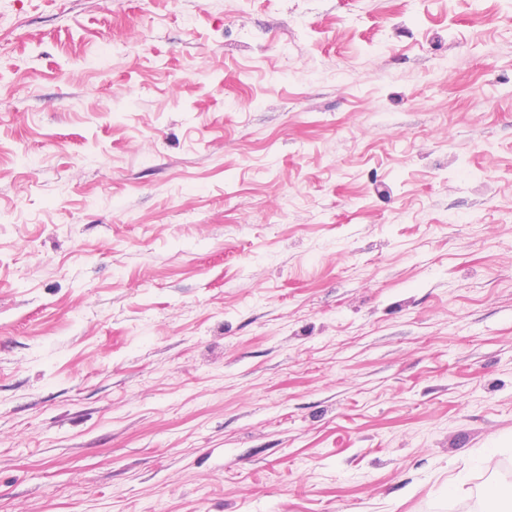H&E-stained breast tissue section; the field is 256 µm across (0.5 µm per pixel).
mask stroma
<instances>
[{
	"mask_svg": "<svg viewBox=\"0 0 512 512\" xmlns=\"http://www.w3.org/2000/svg\"><path fill=\"white\" fill-rule=\"evenodd\" d=\"M512 0H0V512H497Z\"/></svg>",
	"mask_w": 512,
	"mask_h": 512,
	"instance_id": "1",
	"label": "stroma"
}]
</instances>
